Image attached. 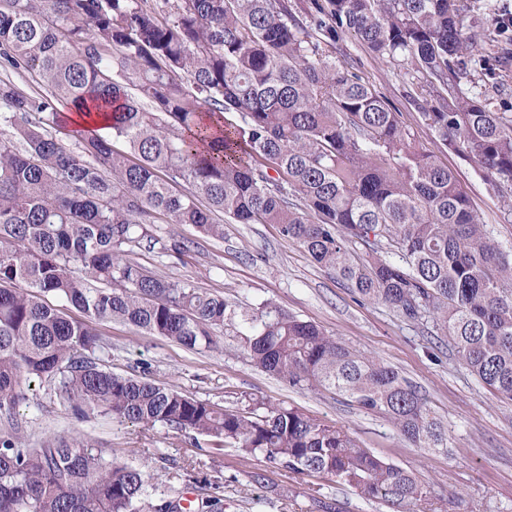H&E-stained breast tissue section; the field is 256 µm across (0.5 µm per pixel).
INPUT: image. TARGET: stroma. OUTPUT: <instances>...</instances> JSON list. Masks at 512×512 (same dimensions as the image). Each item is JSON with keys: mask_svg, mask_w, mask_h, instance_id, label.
Returning a JSON list of instances; mask_svg holds the SVG:
<instances>
[{"mask_svg": "<svg viewBox=\"0 0 512 512\" xmlns=\"http://www.w3.org/2000/svg\"><path fill=\"white\" fill-rule=\"evenodd\" d=\"M336 53L401 112L420 148L455 173L481 222L512 249V209L473 162L448 151L422 123L406 100L408 82L402 69L378 60L348 33L342 34ZM156 230L184 242L185 249L173 256L139 249L135 258L141 264L168 279L191 280L197 288L245 307L274 303L380 357L417 384L446 420L448 448L413 447L381 414L330 392L289 387L257 370L228 330L219 334V349L197 353L127 324L103 323L99 330L112 347L107 368L136 374L145 365L151 379L191 397L240 408L263 398L340 426L363 447L425 483L429 495L422 512H512V401L493 395L432 325L405 322L382 304L357 302L350 288L303 248L283 239L276 225L228 223L220 241L200 236L188 224L162 221ZM431 346L440 348V362L430 361ZM21 411L30 420L31 439L51 433L88 435L105 453L144 471L159 490L175 491L179 497L204 496V479L218 478L224 512H316L314 502L320 498L333 499L338 512H390L381 502L362 499L328 478L273 468L232 448L218 451L204 437L193 440L162 425L147 430L96 414L76 419L44 385L34 386ZM257 472L264 473L263 483L254 482Z\"/></svg>", "mask_w": 512, "mask_h": 512, "instance_id": "obj_1", "label": "stroma"}]
</instances>
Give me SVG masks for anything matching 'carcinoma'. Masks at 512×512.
Wrapping results in <instances>:
<instances>
[{
  "mask_svg": "<svg viewBox=\"0 0 512 512\" xmlns=\"http://www.w3.org/2000/svg\"><path fill=\"white\" fill-rule=\"evenodd\" d=\"M496 30L470 0H0V67L42 88L0 78V512H183L87 435L27 440L19 407L36 381L83 419L216 438L390 508L424 500L411 473L295 408L222 407L109 370L97 326L193 351L233 328L257 369L380 413L412 446L447 448L448 425L382 359L269 302L239 307L133 258L144 245L182 252L156 235L160 219L220 241L222 214L277 225L356 301L432 322L512 401V250L401 113L336 59L352 33L405 69L424 123L512 206V112L492 96L502 75L461 86L465 57L483 60ZM86 106L112 114L110 133L75 129L63 142L67 113ZM226 112L241 123L224 125ZM191 512H224V498Z\"/></svg>",
  "mask_w": 512,
  "mask_h": 512,
  "instance_id": "1",
  "label": "carcinoma"
}]
</instances>
